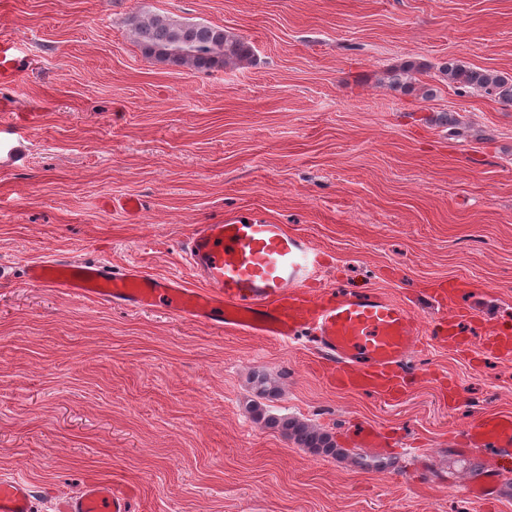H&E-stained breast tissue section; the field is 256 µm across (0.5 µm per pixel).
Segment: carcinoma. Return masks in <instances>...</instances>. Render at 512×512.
Masks as SVG:
<instances>
[{
  "mask_svg": "<svg viewBox=\"0 0 512 512\" xmlns=\"http://www.w3.org/2000/svg\"><path fill=\"white\" fill-rule=\"evenodd\" d=\"M132 31L134 41L145 57L174 67L187 66L204 72L244 61L251 55L247 41L218 26L182 22L169 16H135L132 18ZM414 69L415 66L409 63L391 70L388 75L390 85L404 87ZM441 74L450 84L481 91L503 104H512V76L471 67L456 59L449 60L442 67ZM252 384L258 398L251 406L254 422L280 431L300 448L335 459L351 457V450L338 447L331 433L301 418L277 416L265 409L260 400L280 394L276 380L263 372H256L252 376Z\"/></svg>",
  "mask_w": 512,
  "mask_h": 512,
  "instance_id": "cac0c4a2",
  "label": "carcinoma"
}]
</instances>
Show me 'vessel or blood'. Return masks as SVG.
<instances>
[{"instance_id":"1","label":"vessel or blood","mask_w":512,"mask_h":512,"mask_svg":"<svg viewBox=\"0 0 512 512\" xmlns=\"http://www.w3.org/2000/svg\"><path fill=\"white\" fill-rule=\"evenodd\" d=\"M32 65L26 44L0 36V112L12 109L14 89ZM185 254L199 287L140 266L115 268L68 258L30 262V283L72 297L139 309H166L180 318L288 341L314 336L322 376L337 386L396 399L401 373L418 347L420 331L409 308L373 288L312 295L325 268L322 250L284 225L250 214L199 224ZM467 446L512 458V415L488 414L468 431ZM55 512H133L127 491L90 480L56 497ZM33 491L19 479L0 480V512H33Z\"/></svg>"}]
</instances>
